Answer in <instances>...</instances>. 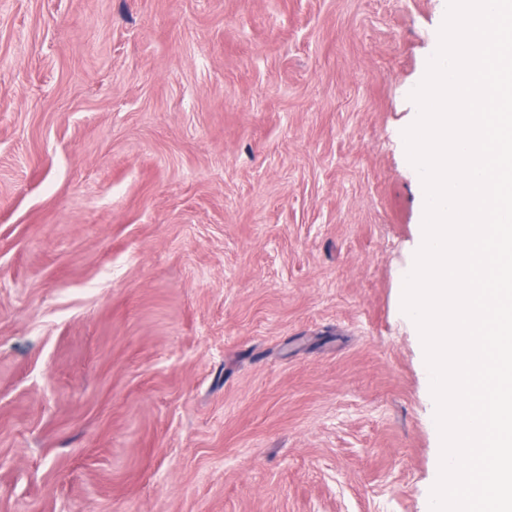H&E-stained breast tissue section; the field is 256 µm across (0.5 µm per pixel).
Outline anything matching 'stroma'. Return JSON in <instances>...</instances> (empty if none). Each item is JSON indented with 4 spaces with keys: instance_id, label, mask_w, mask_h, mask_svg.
Listing matches in <instances>:
<instances>
[{
    "instance_id": "35a3bbf8",
    "label": "stroma",
    "mask_w": 512,
    "mask_h": 512,
    "mask_svg": "<svg viewBox=\"0 0 512 512\" xmlns=\"http://www.w3.org/2000/svg\"><path fill=\"white\" fill-rule=\"evenodd\" d=\"M447 4L0 0V512H430Z\"/></svg>"
}]
</instances>
